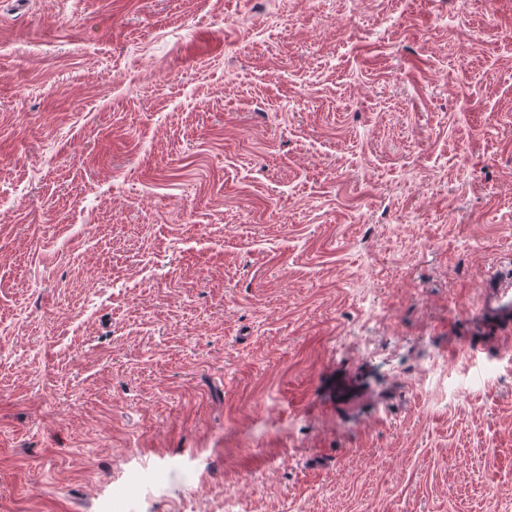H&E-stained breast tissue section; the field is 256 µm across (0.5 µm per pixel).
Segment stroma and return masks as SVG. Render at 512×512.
<instances>
[{
    "mask_svg": "<svg viewBox=\"0 0 512 512\" xmlns=\"http://www.w3.org/2000/svg\"><path fill=\"white\" fill-rule=\"evenodd\" d=\"M512 0H0V512H512Z\"/></svg>",
    "mask_w": 512,
    "mask_h": 512,
    "instance_id": "stroma-1",
    "label": "stroma"
}]
</instances>
